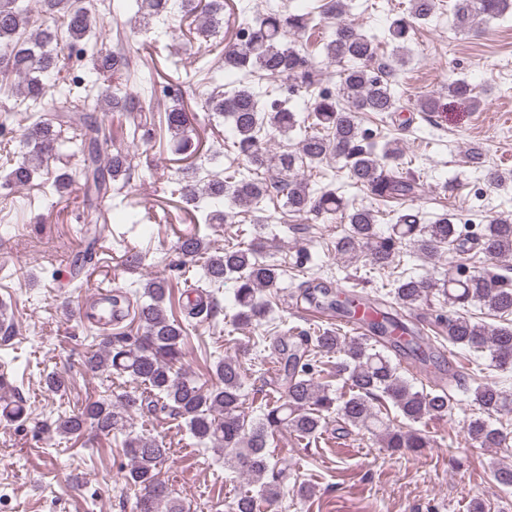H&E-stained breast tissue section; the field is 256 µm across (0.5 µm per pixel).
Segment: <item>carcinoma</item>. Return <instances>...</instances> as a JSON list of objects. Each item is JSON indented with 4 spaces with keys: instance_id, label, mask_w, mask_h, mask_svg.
Instances as JSON below:
<instances>
[{
    "instance_id": "cac0c4a2",
    "label": "carcinoma",
    "mask_w": 512,
    "mask_h": 512,
    "mask_svg": "<svg viewBox=\"0 0 512 512\" xmlns=\"http://www.w3.org/2000/svg\"><path fill=\"white\" fill-rule=\"evenodd\" d=\"M436 0H410L409 13L391 19L388 39L401 53L413 37L414 22L430 18ZM507 0H455L453 22L460 30H469L477 19L489 21L503 14ZM115 15H129V20L146 26L154 18L169 20L179 11L195 16L196 34L208 38L224 14V0H109ZM344 0H326L317 7L304 3L285 11L256 14L241 27L240 42L224 48V69L201 68L200 84L206 87V111L223 119L232 132L237 159L250 170H273L277 192L285 197L288 211L296 216L317 219H341L342 231L336 236V257L353 259L361 254L373 269L389 271L391 288L374 298L362 299L353 293L342 296L324 287L320 295L303 285V297L310 303L326 305L345 314L360 303L371 304L379 320L371 323V333L355 337L324 330L309 340L299 335L302 351L282 349L286 367V387L281 396L263 408L256 419L245 412L242 374L232 357L219 360L213 370L215 381L203 386L182 371V346L190 320L199 323L215 318L220 307L216 297L206 295L189 306L185 320L168 317L164 302L169 291L168 278L156 275L144 287L137 307L135 335L109 336L99 348L85 357L84 366L91 373L114 370L144 385V393L122 394L112 401L102 398L85 404L79 411L62 414L54 421V431L65 437L93 429L103 435L126 427L131 413L152 411L159 407L181 418L197 443L224 455V465L259 486L266 502L279 500L288 481V464L271 461L267 452L269 438L282 429L302 439L315 440L331 416L346 426L363 429L382 447L391 451L427 448L429 438L415 425L440 418L452 410L445 385L431 391L418 390L400 373V363L387 353L392 347L421 362L442 354V346L424 333L413 313L433 290L448 302L450 311L438 322L447 333L445 340L453 348H468L486 354L498 368H512V327H493L472 320L469 308L480 305L499 315H512V279L484 270L463 276L448 268V276L433 281L397 271L401 249L413 246L426 256L443 248L450 253H466L477 246L491 262L512 259V220L495 218L483 225L480 233L469 236L459 225L441 214L424 223L414 202L424 193L419 178L400 170L405 145L398 138L376 140V135L360 125V114H394L405 106L390 80L375 69L379 46L375 37L342 20ZM327 19L336 20L331 35L323 38L322 55L331 62H345L335 91L323 87L324 79L307 53L295 48L291 38L312 35ZM103 26L102 19L82 0H0V76L19 79L18 92L29 101L31 112L42 103L46 93L56 86L58 75L73 56L92 49V68L73 80V87L54 101L55 111L69 112L70 124L80 131L78 148L84 154V202L88 210L85 232L97 225L98 205L111 196L113 183L129 180L128 154L116 150L112 157L101 158L99 136L105 135L109 112L131 116L153 111V95H134L118 83L112 91L91 95L101 75L111 72L130 78L137 66L130 52L123 48L97 47L92 41ZM276 81L286 79L296 86V93L310 95L305 108L298 109L291 99L279 98V87L271 89L241 84V78ZM474 88L459 79L448 85L452 95L479 105ZM165 125L176 140L177 150L193 154L198 150L187 135L190 117L179 100L165 113ZM299 133L293 152L279 154L267 149L268 137H288ZM67 138L53 121L41 118L23 134L25 152L8 171L5 182L23 186L30 182L63 145ZM341 159L353 184L382 202H396L392 224L382 232L377 227L375 210L354 205L336 190L327 187L312 195L308 184L299 177L303 168H312L328 159ZM468 162L483 170L487 182L499 185L504 176L485 165L481 148L472 146ZM240 170L224 178L207 175L194 180L180 179L171 194L179 195L185 206L177 207L181 221L194 225L179 237L176 251L182 262L204 260L203 278L211 288L234 283L235 321L262 324L269 304L262 290L278 287L286 273L282 265L262 261L253 248L227 247L209 254L207 237L200 235L197 224H226L237 216L235 209L246 212L259 207L270 194L267 181L237 177ZM115 224H141L145 230L156 223L148 207L144 211H112ZM316 353L336 359V380L348 393L339 395L330 384L318 381L321 369L309 354V343ZM45 389L53 394L65 389L66 378L55 371L43 375ZM470 405L478 411L466 421L465 441L472 448H500L512 453V439L493 427L491 417L512 412V391L495 381L479 379L468 388ZM391 403L403 423L396 425L389 413L375 404ZM25 402L16 396L7 378L0 376V419L24 425ZM122 448L130 458L125 481L138 487L136 512H189L182 500L172 496L161 466L170 449L152 437L128 432Z\"/></svg>"
}]
</instances>
